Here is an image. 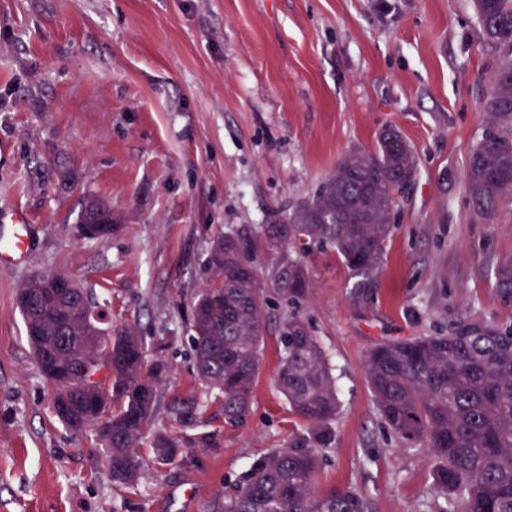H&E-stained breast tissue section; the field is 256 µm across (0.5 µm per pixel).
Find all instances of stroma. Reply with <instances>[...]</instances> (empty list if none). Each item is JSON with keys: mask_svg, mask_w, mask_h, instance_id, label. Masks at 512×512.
Wrapping results in <instances>:
<instances>
[{"mask_svg": "<svg viewBox=\"0 0 512 512\" xmlns=\"http://www.w3.org/2000/svg\"><path fill=\"white\" fill-rule=\"evenodd\" d=\"M501 55L473 0H0V220L23 214L31 240L27 263H0V512H220L255 459L303 434L275 385L287 307L266 302L252 409L230 424L193 367V299L215 279V236L285 223L389 125L418 175L396 196L372 304L353 306L336 249L305 257L301 314L341 402L317 485L358 490L372 512H443L439 459L384 426L364 362L375 344L458 314L512 321L494 288L512 260V197L486 219L467 181ZM91 197L122 217L111 238L78 236ZM49 269L92 294L109 335L133 330L170 368L137 486L113 483L96 430L73 433L53 414L16 307L19 287ZM180 401L196 405L195 426L176 418ZM159 431L184 444L161 468Z\"/></svg>", "mask_w": 512, "mask_h": 512, "instance_id": "stroma-1", "label": "stroma"}]
</instances>
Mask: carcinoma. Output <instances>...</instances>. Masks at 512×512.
Segmentation results:
<instances>
[{
    "mask_svg": "<svg viewBox=\"0 0 512 512\" xmlns=\"http://www.w3.org/2000/svg\"><path fill=\"white\" fill-rule=\"evenodd\" d=\"M485 38L503 56L492 79L485 110L489 128L468 162L472 206L485 215L512 194V0H473ZM417 163L411 144L395 128L384 130L374 154L352 153L337 166L315 196L297 206L286 224L240 227L218 236L224 266L214 267L216 283L196 297L190 324L197 376L222 399L224 418L242 420L250 411L267 330L265 281L290 305L307 300L311 275L304 256L311 245L336 248L356 278L351 300L366 307L393 233L396 192L413 183ZM101 200L82 210L79 237L100 240L119 225H108ZM293 250L262 272L263 255ZM512 301V261L502 263L496 285ZM96 308L79 287L61 307V316L43 317L50 353L80 358L70 386L55 389L53 411L75 433L97 430L112 481L133 486L141 477L136 454L144 427L156 412L167 363L148 358L134 333L109 336L94 319L72 325V307ZM281 357L278 391L306 422L304 435L288 447L257 459L241 483L224 496L221 512H370L356 490H316L319 449L335 440L340 410L336 381L325 351L297 314L279 324ZM372 396L384 424L413 446L429 449L440 466L432 492L450 504L444 512H512V324L492 325L476 315L453 320L448 333L382 342L366 355ZM119 404L105 419L98 399ZM181 442L159 433L155 463L175 459Z\"/></svg>",
    "mask_w": 512,
    "mask_h": 512,
    "instance_id": "cac0c4a2",
    "label": "carcinoma"
}]
</instances>
